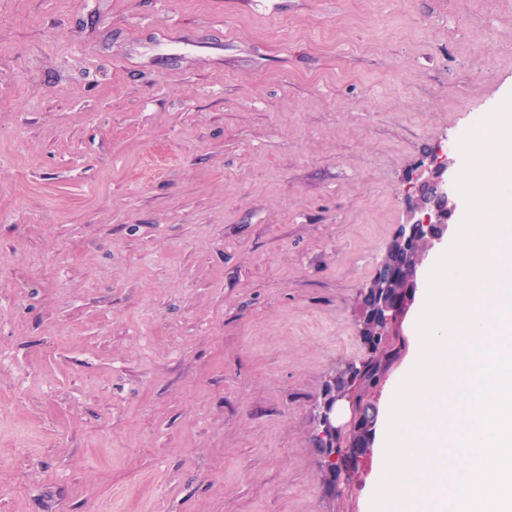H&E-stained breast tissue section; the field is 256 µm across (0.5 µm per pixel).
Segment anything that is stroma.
Instances as JSON below:
<instances>
[{"mask_svg": "<svg viewBox=\"0 0 512 512\" xmlns=\"http://www.w3.org/2000/svg\"><path fill=\"white\" fill-rule=\"evenodd\" d=\"M512 0H0V512H365L312 404Z\"/></svg>", "mask_w": 512, "mask_h": 512, "instance_id": "obj_1", "label": "stroma"}]
</instances>
